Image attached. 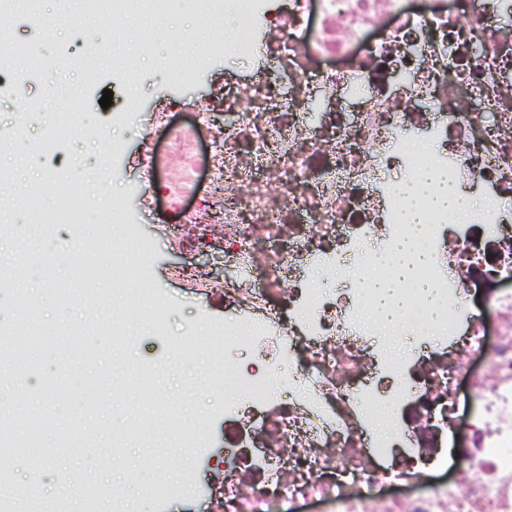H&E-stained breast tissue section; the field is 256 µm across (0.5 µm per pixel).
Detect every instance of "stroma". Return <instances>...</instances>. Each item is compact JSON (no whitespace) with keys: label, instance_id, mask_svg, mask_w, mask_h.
I'll list each match as a JSON object with an SVG mask.
<instances>
[{"label":"stroma","instance_id":"obj_1","mask_svg":"<svg viewBox=\"0 0 512 512\" xmlns=\"http://www.w3.org/2000/svg\"><path fill=\"white\" fill-rule=\"evenodd\" d=\"M55 9L70 13L75 20L71 31L55 41L44 40L41 26L24 21L23 8H16L9 18L12 36L31 44L43 63L36 79L14 83L12 77L21 70V62H0V176L19 194L34 184L51 194L56 191L57 169L42 151L51 122L72 116L83 124L99 125L112 117L111 110L99 104L108 81L87 88L80 57L84 43L101 37L107 22L86 13L82 0H57ZM203 10L199 0H167L164 11L151 21L132 14L121 28L127 40L150 38L156 55L172 56L179 54L183 45L170 39L171 31H182L190 40L209 35ZM225 66L222 72L197 71L177 79L157 68L153 57L143 59L131 89L136 119L112 129L113 138L122 144V179L108 191L138 216L132 233L150 245L148 276L169 300L164 322H157L149 310L127 313L122 297L112 286L113 267L125 264L123 243L117 240L113 243L114 264L97 275L96 292L100 315L121 317L126 337L115 342L88 331L92 319L87 302L74 284L92 257L65 250L64 243L70 236L106 235V227L98 224L94 214H87L83 223L65 228L39 225L35 232L42 247L36 252L25 251L11 233L0 232V293L25 297L31 306L27 313L5 307L0 312V324L12 327L20 337L51 343L45 359L29 363L0 358V386L25 399L28 413L40 421L43 442L53 445L49 459L35 447L13 452V459L40 470L41 478L36 482L15 479L8 489H0V512H16L22 501L29 502L31 512H83L84 498L77 491L45 497L44 481L54 477L58 465L85 469L95 492L100 489L104 472L120 474L125 490L124 512H216L224 490V471L236 455L224 445L223 418L212 414L214 407L223 405L224 392L204 383L201 370L193 362L195 339L188 336L187 329L203 313L214 321H223L224 301L215 295L198 294L175 273L192 265L220 281L234 275L235 269L211 250L191 255L182 251L159 230L168 212L165 197H158L148 209L134 188L144 177L136 165L144 147V130H151L158 148L166 146L161 130L151 126L153 115L175 101L180 108L172 112V121H187L191 117L190 103L207 99L214 86L223 82L226 71L244 75L251 69L250 62L242 59L228 60ZM30 105L47 113L49 124L22 126V110ZM56 360L75 368L69 395L58 400L53 399L51 388V366ZM92 390L102 391V405L82 409L83 393ZM175 400L186 403L188 414L208 426L209 445L200 449L188 476L178 465L174 447L166 446L162 435L155 432ZM119 431L124 434V445L138 449V462H130L125 456L115 462L104 455V448L111 446L113 434ZM165 471L173 480H188L190 490L183 498L164 502L151 494V487Z\"/></svg>","mask_w":512,"mask_h":512}]
</instances>
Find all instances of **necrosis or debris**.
I'll use <instances>...</instances> for the list:
<instances>
[{
  "label": "necrosis or debris",
  "instance_id": "4bbe7bcc",
  "mask_svg": "<svg viewBox=\"0 0 512 512\" xmlns=\"http://www.w3.org/2000/svg\"><path fill=\"white\" fill-rule=\"evenodd\" d=\"M211 2L215 36L158 65L178 77L236 57L252 73L215 88L193 124L159 112L169 150L146 148L138 163L144 199L168 197L179 247L208 246L236 268L222 283L181 272L232 316L209 325L219 344L196 357L231 393L224 421L242 459L224 472L220 512H512V215L496 205L512 196V0H288L277 11L233 0L244 27L232 36L224 0ZM112 43L121 90L153 43L117 28ZM75 138L110 149L107 127L73 118L47 148ZM394 172L416 189L417 225ZM430 172L454 208L436 205ZM478 187L493 200L476 208ZM42 197L25 199L35 224L90 211L136 221L97 194L51 210ZM409 242L421 285L402 294L424 325L400 317L407 346L393 356L360 323L376 303L363 272ZM149 260L128 238V269L113 276L128 310L166 301L141 279ZM336 271L351 285L330 294L319 277ZM162 423L191 471L204 426L187 431L177 410Z\"/></svg>",
  "mask_w": 512,
  "mask_h": 512
}]
</instances>
